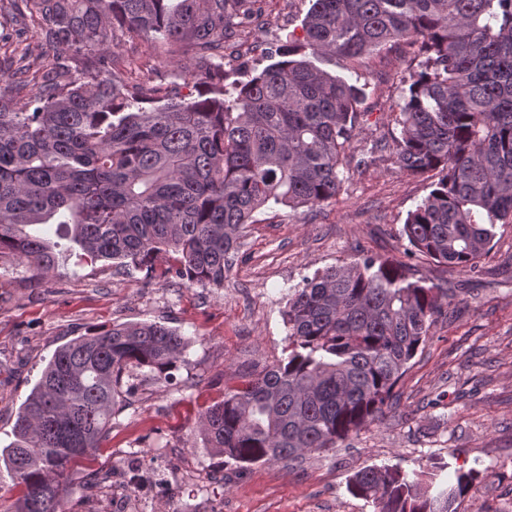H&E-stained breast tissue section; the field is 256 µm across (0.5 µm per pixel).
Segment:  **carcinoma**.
Here are the masks:
<instances>
[{"label": "carcinoma", "instance_id": "1", "mask_svg": "<svg viewBox=\"0 0 512 512\" xmlns=\"http://www.w3.org/2000/svg\"><path fill=\"white\" fill-rule=\"evenodd\" d=\"M254 0H8L17 35L61 44L80 61L20 57L0 92V251L39 273L58 258L27 231L70 229L79 257L150 267L222 288L256 214L316 208L336 198L346 151L368 113L362 91L313 64L387 44L424 56L399 102L397 167L440 177L403 224L407 256L484 274L499 224H512V0H312L303 36L247 81L224 83V44ZM141 43L129 76L115 34ZM196 61L169 76L159 52ZM192 92L180 97L174 81ZM447 289L365 250L305 276L283 313L286 356L208 406V447L240 469L335 450L397 403L395 389L437 320ZM189 340L157 321L124 322L61 345L26 397L0 450L22 496L15 512H68L87 488L81 463L106 437L132 367L160 380ZM432 466L407 474L367 466L350 491L374 512H456L473 469L436 484Z\"/></svg>", "mask_w": 512, "mask_h": 512}]
</instances>
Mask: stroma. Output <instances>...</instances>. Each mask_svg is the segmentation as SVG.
I'll use <instances>...</instances> for the list:
<instances>
[{
  "label": "stroma",
  "mask_w": 512,
  "mask_h": 512,
  "mask_svg": "<svg viewBox=\"0 0 512 512\" xmlns=\"http://www.w3.org/2000/svg\"><path fill=\"white\" fill-rule=\"evenodd\" d=\"M310 6L256 0V20L245 29L257 43L253 60L225 59L228 82L246 81L253 65H267L266 47L299 30ZM420 62L408 46L323 62L364 92L360 109L369 120L348 158L366 142L382 150L374 163L346 173L331 203L259 212L222 289L189 288L164 276L169 257L151 271L78 259L56 224L38 228L57 245L51 272L0 253V448L59 346L118 323L158 321L179 329L190 345L171 382L145 369L124 375L112 426L89 465L98 484L75 494L70 512H373L348 488L355 471L385 464L412 472L430 462L480 472L458 512H512V224L499 225L479 279L405 258L403 223L430 181L398 170L393 135L402 90ZM361 247L407 259L415 276L447 288L451 302L403 375L399 405L336 451L236 470L205 446L201 412L222 399L225 387L284 357L289 288L353 260Z\"/></svg>",
  "instance_id": "obj_1"
}]
</instances>
